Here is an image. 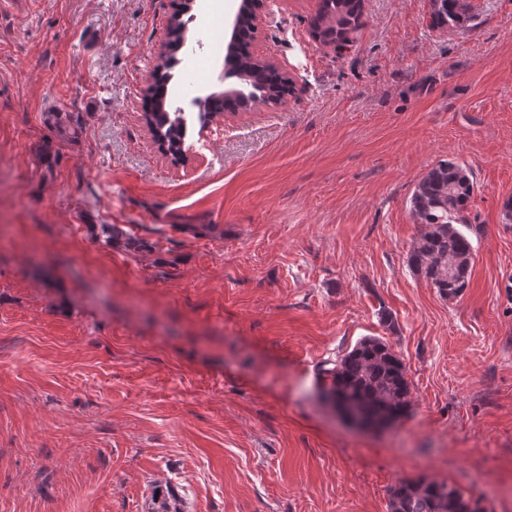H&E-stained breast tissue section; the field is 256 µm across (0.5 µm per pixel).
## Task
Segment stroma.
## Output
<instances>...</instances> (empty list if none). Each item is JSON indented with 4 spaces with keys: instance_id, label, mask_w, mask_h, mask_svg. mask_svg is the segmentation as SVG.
<instances>
[{
    "instance_id": "35a3bbf8",
    "label": "stroma",
    "mask_w": 512,
    "mask_h": 512,
    "mask_svg": "<svg viewBox=\"0 0 512 512\" xmlns=\"http://www.w3.org/2000/svg\"><path fill=\"white\" fill-rule=\"evenodd\" d=\"M320 0H277L252 52L286 103L143 121L173 0H0V512H388L426 475L512 512V0H365L341 49ZM448 159L474 183L471 286L407 255L409 199ZM403 358L379 431L321 397L362 337ZM435 9L431 16L434 28L448 29L460 24L469 14L470 0H433Z\"/></svg>"
}]
</instances>
